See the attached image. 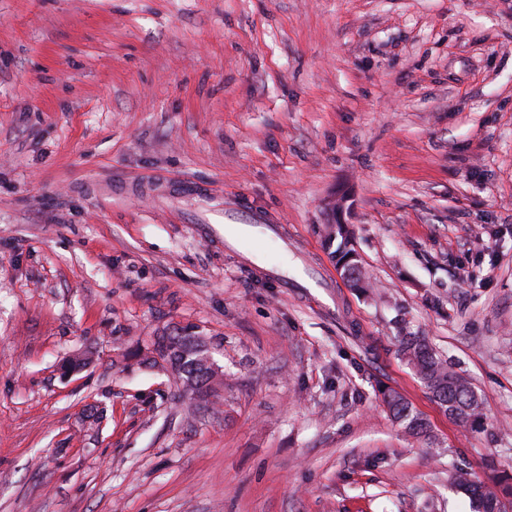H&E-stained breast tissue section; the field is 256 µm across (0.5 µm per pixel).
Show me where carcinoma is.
<instances>
[{"label": "carcinoma", "mask_w": 512, "mask_h": 512, "mask_svg": "<svg viewBox=\"0 0 512 512\" xmlns=\"http://www.w3.org/2000/svg\"><path fill=\"white\" fill-rule=\"evenodd\" d=\"M333 233L341 238L336 248L337 265L344 278L361 286L360 268L354 249L348 247V235L344 225L338 224ZM399 352L415 370L433 399L459 424L466 426L483 418V402L471 384L463 377L448 371V362L429 344L426 337L400 329L397 336ZM384 402L393 418L412 435L430 436L427 423L412 406L396 391L383 392ZM508 478L479 480L472 472L464 469L456 471L455 484L472 497L477 512H505L500 499L512 498V485Z\"/></svg>", "instance_id": "1"}]
</instances>
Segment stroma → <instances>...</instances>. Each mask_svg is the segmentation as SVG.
Returning <instances> with one entry per match:
<instances>
[{"label": "stroma", "mask_w": 512, "mask_h": 512, "mask_svg": "<svg viewBox=\"0 0 512 512\" xmlns=\"http://www.w3.org/2000/svg\"><path fill=\"white\" fill-rule=\"evenodd\" d=\"M186 326L205 399L133 359ZM460 468L512 476V0H0V512H472ZM334 226H336V228L331 231V234H336V239L338 237L341 238V241L336 248L337 265L341 267L343 276L348 282L353 283L356 287H360V268L356 254V258L354 257V249L348 248L349 241L347 230L343 224H336ZM397 342L399 352L448 415L463 426L483 418L481 397L466 379L448 371V362L425 336L401 328ZM197 342V347H188L180 352L181 362L185 363L189 357H192V364L195 367L198 362L196 355L200 353L201 365L207 372L210 380L209 386L203 391H195V396L199 397L212 389L218 381L223 379L222 369L217 365L213 358V347L204 336L196 335L193 338ZM384 402L393 418L412 435L430 437L427 423L412 406L396 391L385 390Z\"/></svg>", "instance_id": "1"}]
</instances>
